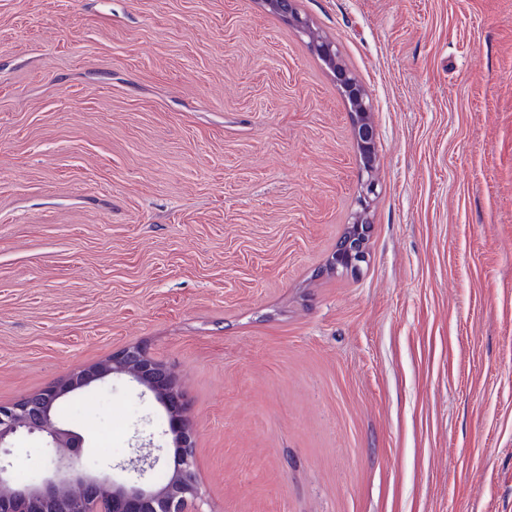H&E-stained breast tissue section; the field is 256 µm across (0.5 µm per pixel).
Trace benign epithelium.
<instances>
[{"label":"benign epithelium","mask_w":512,"mask_h":512,"mask_svg":"<svg viewBox=\"0 0 512 512\" xmlns=\"http://www.w3.org/2000/svg\"><path fill=\"white\" fill-rule=\"evenodd\" d=\"M261 3L287 18L298 34L310 37L315 52L350 92L358 146L374 150L375 129L370 121L369 97L339 64L335 44L311 36L309 22L297 11L295 0H261ZM377 188V182L370 177L360 183L358 209L349 225L351 235L338 242L333 256L335 267L355 273L368 261L366 243L372 229L369 212ZM113 374L130 376L152 392L167 410L177 453L171 474L162 485L125 484L85 472L81 468L83 438L60 425L55 417L59 399ZM186 413L187 401L177 376L140 346L126 347L107 361L77 370L39 392L14 403L0 404V512H201L196 507L200 492ZM22 434H41L47 439L48 447L67 449L53 474L38 483L18 484L13 477L9 440Z\"/></svg>","instance_id":"1"}]
</instances>
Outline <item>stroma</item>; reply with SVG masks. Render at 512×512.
<instances>
[{
	"mask_svg": "<svg viewBox=\"0 0 512 512\" xmlns=\"http://www.w3.org/2000/svg\"><path fill=\"white\" fill-rule=\"evenodd\" d=\"M296 7L371 100L355 274L352 110L284 17L0 0V403L141 346L189 402L203 512H512V0ZM55 415L88 473L173 460L129 376ZM12 446L31 481L58 458ZM377 188V182L371 177L360 183L357 199L358 209L354 214L352 224L348 227L352 233L346 241L344 237L346 234L343 235L332 258L336 270L342 268L355 273L364 263H367L366 243L372 229L368 215L374 198L378 194Z\"/></svg>",
	"mask_w": 512,
	"mask_h": 512,
	"instance_id": "35a3bbf8",
	"label": "stroma"
}]
</instances>
